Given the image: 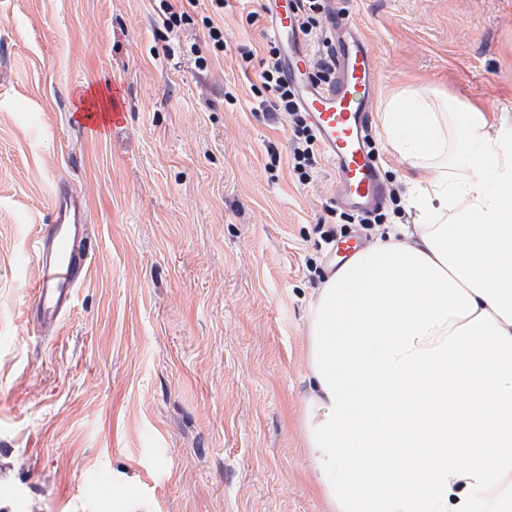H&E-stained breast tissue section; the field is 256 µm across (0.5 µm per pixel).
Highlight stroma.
<instances>
[{
    "instance_id": "stroma-1",
    "label": "stroma",
    "mask_w": 512,
    "mask_h": 512,
    "mask_svg": "<svg viewBox=\"0 0 512 512\" xmlns=\"http://www.w3.org/2000/svg\"><path fill=\"white\" fill-rule=\"evenodd\" d=\"M169 4L188 24L164 26ZM344 8L378 58L373 114L413 89L512 127V0ZM260 9L228 0L217 56L208 0H0V512H330L303 418L335 176L322 155L300 182L259 107ZM112 86L125 119L89 136L81 100ZM373 138L398 197L436 178ZM60 182L88 203L92 262L44 333L18 262Z\"/></svg>"
}]
</instances>
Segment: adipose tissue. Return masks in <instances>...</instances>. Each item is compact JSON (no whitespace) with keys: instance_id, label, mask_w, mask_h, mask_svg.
Listing matches in <instances>:
<instances>
[{"instance_id":"adipose-tissue-1","label":"adipose tissue","mask_w":512,"mask_h":512,"mask_svg":"<svg viewBox=\"0 0 512 512\" xmlns=\"http://www.w3.org/2000/svg\"><path fill=\"white\" fill-rule=\"evenodd\" d=\"M447 113L474 147L462 177L410 191L416 224L355 255L311 306L305 425L333 512H512V130L407 91L382 135L434 158Z\"/></svg>"}]
</instances>
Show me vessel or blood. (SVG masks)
Instances as JSON below:
<instances>
[{"label":"vessel or blood","instance_id":"vessel-or-blood-1","mask_svg":"<svg viewBox=\"0 0 512 512\" xmlns=\"http://www.w3.org/2000/svg\"><path fill=\"white\" fill-rule=\"evenodd\" d=\"M296 0H262L269 36L277 44L283 72L294 87L336 177V201L347 211L382 208L386 183L370 148L369 108L379 81L377 57L360 24L341 15L342 37L334 44L336 79L321 86L311 78V53L295 17ZM52 222L31 249L34 297L40 327L58 325L73 306L92 256L87 246V202L65 187L54 191Z\"/></svg>","mask_w":512,"mask_h":512}]
</instances>
